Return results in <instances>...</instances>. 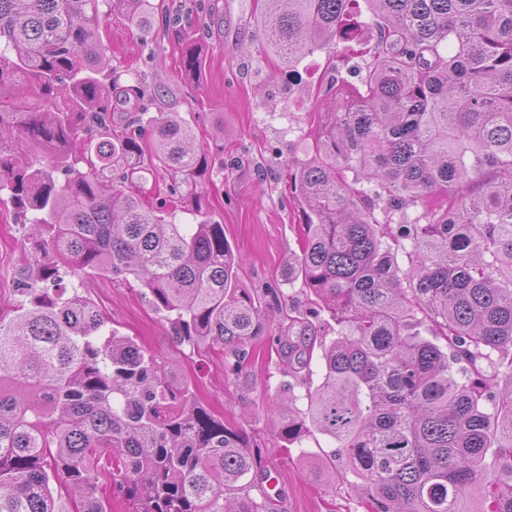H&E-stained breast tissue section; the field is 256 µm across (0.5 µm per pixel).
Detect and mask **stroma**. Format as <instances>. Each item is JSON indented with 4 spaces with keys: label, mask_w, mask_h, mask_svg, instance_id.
I'll use <instances>...</instances> for the list:
<instances>
[{
    "label": "stroma",
    "mask_w": 512,
    "mask_h": 512,
    "mask_svg": "<svg viewBox=\"0 0 512 512\" xmlns=\"http://www.w3.org/2000/svg\"><path fill=\"white\" fill-rule=\"evenodd\" d=\"M169 5L157 13V30L139 39L121 15L100 31L112 50V63L126 70L129 83H164L173 106L195 130V148L211 163L195 192L184 193L174 212L176 223L195 221L196 207L224 227V237L242 262V287L257 292L282 289L300 310H308L301 280L289 276L288 260L300 251L302 213L289 190L290 160L304 158L311 141L313 117L328 61L341 76L358 83L371 44L370 29L358 41L336 45L335 56L318 51L298 65L275 67L259 48L262 33L255 19V0H220V13L209 15L202 0H152ZM175 18L190 31L206 56V71L196 83L182 77V46L164 36L161 27ZM223 129V140L214 132ZM30 227L10 199L0 200V313L10 314L13 282ZM110 320L113 330L133 337L165 363L176 379L189 383L201 402L241 430L275 479V512H364L349 482L329 481L323 473L324 435L309 438L304 448L284 447L278 435V407L291 394H304L306 383L289 372L277 353L259 344L248 369L229 376L216 357L188 361L177 349L172 330L140 293L138 284L121 285L108 277H91L83 290Z\"/></svg>",
    "instance_id": "35a3bbf8"
}]
</instances>
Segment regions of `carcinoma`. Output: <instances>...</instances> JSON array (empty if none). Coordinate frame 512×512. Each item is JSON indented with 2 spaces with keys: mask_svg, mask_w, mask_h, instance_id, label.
Masks as SVG:
<instances>
[{
  "mask_svg": "<svg viewBox=\"0 0 512 512\" xmlns=\"http://www.w3.org/2000/svg\"><path fill=\"white\" fill-rule=\"evenodd\" d=\"M262 2V50L290 67L361 27L350 0ZM364 2V74H330L292 162L288 269L331 321L292 307L274 326L284 294L241 287L224 225L153 205L203 164L167 88L112 103L108 6L143 36L150 0H0V192L45 235L0 315V512H112L114 488L128 512L269 509L261 461L107 326L80 292L95 275L136 282L179 348L221 352L231 375L264 337L300 372L319 347L321 381L279 435L331 438L323 467L354 478L367 512H512V383L497 381L512 375V0Z\"/></svg>",
  "mask_w": 512,
  "mask_h": 512,
  "instance_id": "carcinoma-1",
  "label": "carcinoma"
}]
</instances>
